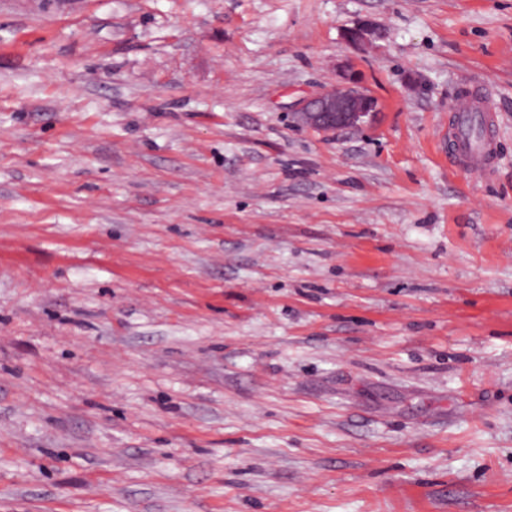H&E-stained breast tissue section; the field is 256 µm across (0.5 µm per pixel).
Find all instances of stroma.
I'll return each mask as SVG.
<instances>
[{
    "label": "stroma",
    "instance_id": "35a3bbf8",
    "mask_svg": "<svg viewBox=\"0 0 512 512\" xmlns=\"http://www.w3.org/2000/svg\"><path fill=\"white\" fill-rule=\"evenodd\" d=\"M0 512H512V0H0ZM378 110V102L350 74L318 97L304 101L296 115L304 126L317 131H333L361 127ZM479 93H470L468 96H461L454 102V112L457 119V127L452 125V129L449 135L453 138L457 132L459 140L462 137V130L464 125L475 115V109L477 108V102L481 99ZM457 129V130H456ZM464 150H459V162L474 174H484L493 165L495 160V141L490 132L487 138L481 143L479 148L473 146L463 147Z\"/></svg>",
    "mask_w": 512,
    "mask_h": 512
}]
</instances>
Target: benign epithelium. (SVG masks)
<instances>
[{"mask_svg": "<svg viewBox=\"0 0 512 512\" xmlns=\"http://www.w3.org/2000/svg\"><path fill=\"white\" fill-rule=\"evenodd\" d=\"M375 34L369 23L347 32V40L358 44ZM378 111V102L360 87L353 75L344 77L335 87L318 97L304 101L296 115L303 125L317 131L360 127Z\"/></svg>", "mask_w": 512, "mask_h": 512, "instance_id": "benign-epithelium-1", "label": "benign epithelium"}]
</instances>
